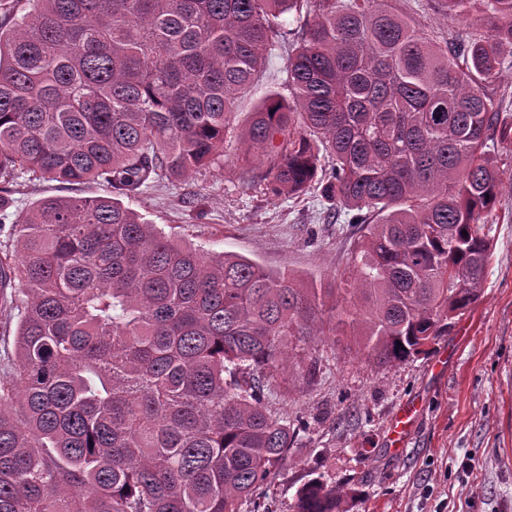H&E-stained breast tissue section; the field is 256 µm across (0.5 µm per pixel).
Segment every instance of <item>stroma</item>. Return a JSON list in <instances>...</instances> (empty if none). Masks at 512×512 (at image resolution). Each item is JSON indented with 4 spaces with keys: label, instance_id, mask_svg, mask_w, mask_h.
Masks as SVG:
<instances>
[{
    "label": "stroma",
    "instance_id": "35a3bbf8",
    "mask_svg": "<svg viewBox=\"0 0 512 512\" xmlns=\"http://www.w3.org/2000/svg\"><path fill=\"white\" fill-rule=\"evenodd\" d=\"M403 9L436 35L475 28L449 21L437 0ZM286 48L275 49L259 81L238 98L224 156L193 176L156 183L128 199L166 234L216 253H236L296 275L317 289L324 308L348 287L359 233L313 188L274 197L239 164L238 129L267 89H283ZM21 215L47 197H97L104 184H62L22 175L8 186ZM489 234L493 257L484 293L448 335L406 363L366 357V327L308 342L289 341L292 370L277 376L269 408L303 425L292 460L257 491L268 512H291L296 492L324 474L353 480L361 495L350 512H512V187L503 186ZM418 411L401 447L390 445L405 403Z\"/></svg>",
    "mask_w": 512,
    "mask_h": 512
}]
</instances>
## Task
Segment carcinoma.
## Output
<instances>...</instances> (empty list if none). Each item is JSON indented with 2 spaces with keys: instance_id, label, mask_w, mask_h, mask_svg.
<instances>
[{
  "instance_id": "1",
  "label": "carcinoma",
  "mask_w": 512,
  "mask_h": 512,
  "mask_svg": "<svg viewBox=\"0 0 512 512\" xmlns=\"http://www.w3.org/2000/svg\"><path fill=\"white\" fill-rule=\"evenodd\" d=\"M401 0H27L0 25V181L101 180L48 197L0 252V512H241L299 430L265 403L288 338L323 335L318 294L179 242L126 206L224 156L238 95L300 22L291 98L239 133L275 197L307 190L361 232L348 298L368 356L405 362L478 301L512 135L487 88L512 67V0H441L483 34L438 40ZM322 476L292 512H348Z\"/></svg>"
}]
</instances>
